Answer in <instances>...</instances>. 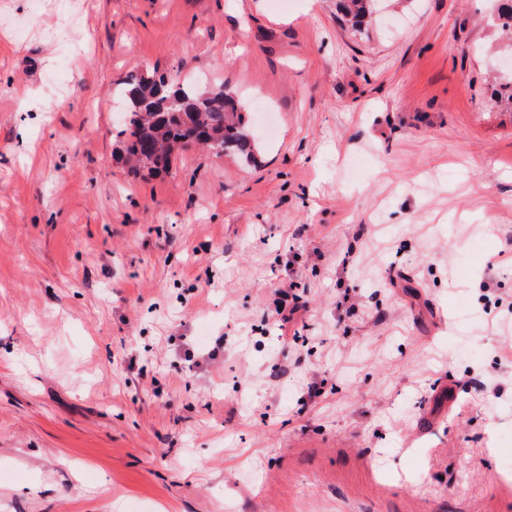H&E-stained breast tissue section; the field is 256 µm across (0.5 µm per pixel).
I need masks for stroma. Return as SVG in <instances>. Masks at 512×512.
I'll use <instances>...</instances> for the list:
<instances>
[{"label": "stroma", "instance_id": "obj_1", "mask_svg": "<svg viewBox=\"0 0 512 512\" xmlns=\"http://www.w3.org/2000/svg\"><path fill=\"white\" fill-rule=\"evenodd\" d=\"M384 5L0 0V512H512L497 35ZM146 71L224 85L255 161L130 173ZM342 8L354 27H361L374 12L377 0H340Z\"/></svg>", "mask_w": 512, "mask_h": 512}]
</instances>
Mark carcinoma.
<instances>
[{"label": "carcinoma", "instance_id": "cac0c4a2", "mask_svg": "<svg viewBox=\"0 0 512 512\" xmlns=\"http://www.w3.org/2000/svg\"><path fill=\"white\" fill-rule=\"evenodd\" d=\"M354 27L374 12L377 0H340ZM494 25L512 30V0H494ZM116 92L127 105L118 131L120 158L133 171L169 172L178 149L191 145L220 148L247 161L255 159L256 142L238 99L218 84L205 90L177 75L155 78L128 74Z\"/></svg>", "mask_w": 512, "mask_h": 512}]
</instances>
